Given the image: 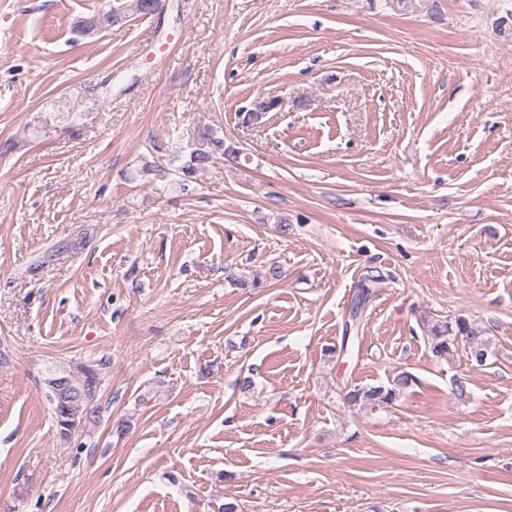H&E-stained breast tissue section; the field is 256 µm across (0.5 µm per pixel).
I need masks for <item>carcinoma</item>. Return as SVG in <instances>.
Segmentation results:
<instances>
[{
    "label": "carcinoma",
    "instance_id": "obj_1",
    "mask_svg": "<svg viewBox=\"0 0 512 512\" xmlns=\"http://www.w3.org/2000/svg\"><path fill=\"white\" fill-rule=\"evenodd\" d=\"M154 0H112V8L123 18L149 15L153 13ZM105 22L102 11L81 21L78 30L84 36L97 35ZM112 94V79L86 86L78 91L73 105L68 107L67 114L77 113V107L86 98H106ZM275 105L273 100H261L246 110L243 122L252 125L262 123L266 112ZM212 146L211 150H194L190 153L189 161L182 167L184 175L189 176L199 168H205L212 160L213 152L219 150L222 155L234 158L236 152L224 146V139L216 136L213 130L202 134ZM482 330L472 325L466 318L458 317L452 323L437 326L432 329L431 350L437 357H448L457 346H467L466 358L477 366L486 365L489 355V341L481 336ZM102 365H84L75 371L60 370L44 379L46 399L51 406L54 422L61 438L68 439L70 434L83 425L97 419L98 410L93 405L97 388L100 383ZM413 381L409 373L395 377L390 385H370L354 389L347 394L351 404L384 405L392 403L403 390Z\"/></svg>",
    "mask_w": 512,
    "mask_h": 512
}]
</instances>
